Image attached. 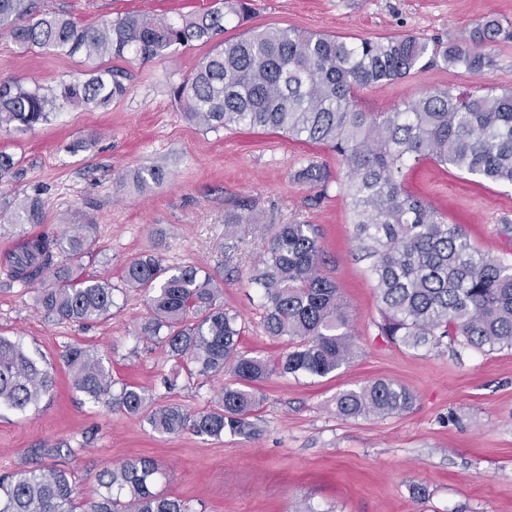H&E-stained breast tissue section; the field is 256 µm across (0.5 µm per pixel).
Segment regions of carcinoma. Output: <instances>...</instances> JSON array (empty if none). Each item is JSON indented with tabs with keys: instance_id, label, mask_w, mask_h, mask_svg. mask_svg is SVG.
Here are the masks:
<instances>
[{
	"instance_id": "1",
	"label": "carcinoma",
	"mask_w": 512,
	"mask_h": 512,
	"mask_svg": "<svg viewBox=\"0 0 512 512\" xmlns=\"http://www.w3.org/2000/svg\"><path fill=\"white\" fill-rule=\"evenodd\" d=\"M248 11L246 0H224L222 11L178 21L132 12L99 26H79L43 10L40 0H0V33L24 49L88 59H124L133 52L150 60L175 45L209 43L224 32L226 16ZM501 34L512 37L498 19L488 18L470 39L440 49L412 35L347 40L266 28L214 45L174 87V95L186 120L205 129L272 128L330 148L346 172L342 191L354 240L376 283L381 335L411 349L450 337L462 347L492 352L512 346V264L481 254L461 226L407 194L403 169L412 160H428L512 186V91L432 89L388 112H363L356 98L364 89L439 62L479 73L489 63L482 46ZM124 79L122 70L107 69L50 93L0 79V130H31L63 104H105L126 94ZM15 165L11 154L0 151V187L10 183ZM299 177L317 188L328 182L326 169L315 163ZM164 180L162 170L151 168L137 172L130 183L143 190ZM17 221L42 223V200L21 203ZM96 244L92 224L28 237L12 256L11 276L40 286L39 304L52 319H106L116 288L78 273L79 262ZM58 253L65 263L56 267ZM271 253L272 264L252 281L263 290L266 333L292 343L278 369L240 351L244 327L224 308L222 291L209 274L190 264L172 267L154 252L132 260L122 275L126 287L145 297L148 317L141 334L159 339L169 360L188 374L205 376L228 367L233 383L224 386L213 408L190 413L173 403L147 414L143 388L124 383L113 392L112 374L99 352L71 346L61 364L74 389L114 411L146 414L160 434L190 430L213 440L255 434L251 417L261 403L258 385L273 372L326 377L355 355L346 303L336 282L320 270L319 228L279 225ZM49 269L47 282L43 275ZM56 373V367L31 358L20 342L0 336V409H39L54 392ZM413 401L406 387L376 380L338 393L336 412L346 418L386 416L409 410ZM164 478L153 459L128 460L99 470L93 494L83 499L66 470L39 466L0 476V512H193L188 502L158 490Z\"/></svg>"
}]
</instances>
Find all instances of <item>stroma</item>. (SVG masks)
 Instances as JSON below:
<instances>
[{
	"mask_svg": "<svg viewBox=\"0 0 512 512\" xmlns=\"http://www.w3.org/2000/svg\"><path fill=\"white\" fill-rule=\"evenodd\" d=\"M44 10L96 26L128 12L178 19L198 14L197 0H41ZM245 20L229 17L224 36L287 27L339 37L413 35L448 44L467 38L485 17L512 26V0H250ZM207 45L171 47L142 60L95 61L50 50H25L0 36V79L44 91L95 68L128 74L127 93L96 108L61 105L49 122L26 132H1L0 151L18 161L0 187V336L20 341L40 362L57 365L74 345L98 349L116 383L148 390L152 407L170 403L197 412L220 399L233 376L175 372L162 345L140 335L147 310L140 293H117L110 319L59 323L38 302V288L7 277L5 263L22 240L70 224L97 227L98 247L80 262L89 278L120 284L145 250L168 265L193 264L220 284L226 308L245 326L240 347L270 364L288 352L287 338L263 325L262 290L252 283L271 259L278 225L315 224L321 271L346 302L355 355L327 377L274 373L259 386L262 402L252 437L215 441L186 431L154 432L145 417L93 404L57 372L54 394L40 409L0 411V472L36 464L66 469L83 496L102 467L136 457L165 466L167 494L194 512H512V347L486 353L450 340L418 350L381 336L368 264L354 241L341 184L345 171L322 144L272 129L216 131L185 120L173 88L208 53ZM481 73L430 68L365 89L358 104L384 112L434 88L512 91V39L485 45ZM89 138L86 149L74 142ZM329 173L326 190L298 178L308 164ZM163 170L161 185L138 191L119 178ZM406 188L430 202L447 223L461 225L486 255L512 261V187L492 184L431 162L412 165ZM39 197L44 221L18 224L19 203ZM389 380L415 395L400 414L343 418L337 393ZM46 449L35 457V449Z\"/></svg>",
	"mask_w": 512,
	"mask_h": 512,
	"instance_id": "35a3bbf8",
	"label": "stroma"
}]
</instances>
